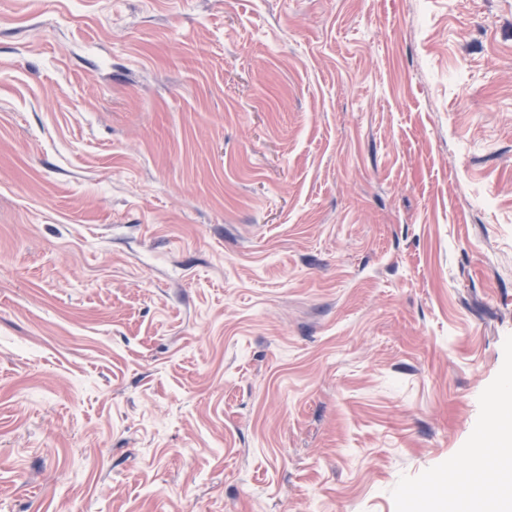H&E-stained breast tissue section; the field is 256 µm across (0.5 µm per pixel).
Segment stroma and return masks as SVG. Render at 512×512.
Here are the masks:
<instances>
[{
  "instance_id": "1",
  "label": "stroma",
  "mask_w": 512,
  "mask_h": 512,
  "mask_svg": "<svg viewBox=\"0 0 512 512\" xmlns=\"http://www.w3.org/2000/svg\"><path fill=\"white\" fill-rule=\"evenodd\" d=\"M512 390V0H0V512H459Z\"/></svg>"
}]
</instances>
